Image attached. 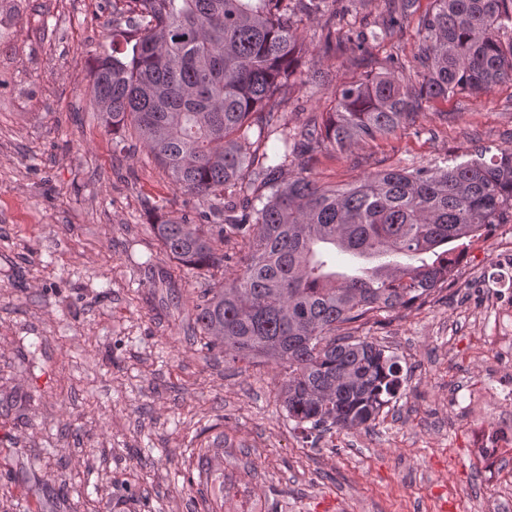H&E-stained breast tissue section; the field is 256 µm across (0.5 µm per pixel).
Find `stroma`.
I'll use <instances>...</instances> for the list:
<instances>
[{"label":"stroma","instance_id":"1","mask_svg":"<svg viewBox=\"0 0 512 512\" xmlns=\"http://www.w3.org/2000/svg\"><path fill=\"white\" fill-rule=\"evenodd\" d=\"M361 57L303 61L280 109L290 126L327 111L337 85L411 59L418 18ZM110 0H29L0 54V512H512L466 449L447 451L449 401L484 382L479 283L494 253L468 248L462 279L340 333L400 361V398L370 427L310 433L276 394L284 366L225 363L193 331L220 268H179L153 208L188 205L136 138L126 150L91 103L89 53L112 38ZM327 71L314 84L312 68ZM512 147V83L423 104L395 136L318 150L309 176L365 174ZM192 471L193 484L183 474Z\"/></svg>","mask_w":512,"mask_h":512}]
</instances>
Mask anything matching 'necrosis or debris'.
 Returning a JSON list of instances; mask_svg holds the SVG:
<instances>
[{"label":"necrosis or debris","instance_id":"obj_1","mask_svg":"<svg viewBox=\"0 0 512 512\" xmlns=\"http://www.w3.org/2000/svg\"><path fill=\"white\" fill-rule=\"evenodd\" d=\"M484 244L497 245L498 279L485 280L489 299L484 304L486 329L482 347L491 373L488 383L470 388L457 407L455 425L460 447L488 478L502 477V462L512 456V225L496 224L480 233Z\"/></svg>","mask_w":512,"mask_h":512}]
</instances>
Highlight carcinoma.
Returning a JSON list of instances; mask_svg holds the SVG:
<instances>
[{
	"mask_svg": "<svg viewBox=\"0 0 512 512\" xmlns=\"http://www.w3.org/2000/svg\"><path fill=\"white\" fill-rule=\"evenodd\" d=\"M364 2L112 0V42L91 54L88 71L115 148L130 133L182 194L220 201L230 193L249 208L227 201L204 215L216 224L157 214L155 237L181 267H224V284L195 314L206 346L223 348L226 363L286 364L288 418L324 431L374 422L403 385L396 357L336 334L340 325L428 294L465 241L512 211L511 147L341 187L307 175L317 147L394 136L423 100L485 94L512 80V0H433L419 18L415 65L390 56L375 75L338 85L321 119L289 127L275 111L279 96L305 57L340 48L336 25ZM381 2L386 23L415 13L416 0ZM305 19L321 22L312 44L299 32ZM345 37L366 52L380 34L367 22ZM410 68L414 77L402 80ZM338 252L418 264L349 275L336 271Z\"/></svg>",
	"mask_w": 512,
	"mask_h": 512,
	"instance_id": "1",
	"label": "carcinoma"
}]
</instances>
